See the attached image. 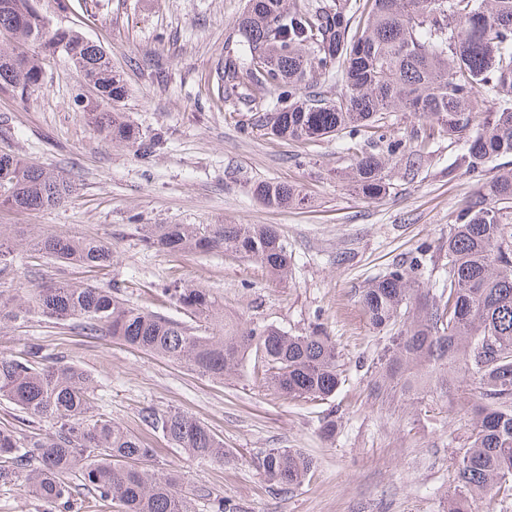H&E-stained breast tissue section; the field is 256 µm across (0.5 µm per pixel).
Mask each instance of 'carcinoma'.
<instances>
[{"mask_svg":"<svg viewBox=\"0 0 512 512\" xmlns=\"http://www.w3.org/2000/svg\"><path fill=\"white\" fill-rule=\"evenodd\" d=\"M35 0H0V33L33 53L0 48V90L28 97L43 86V60L60 57L93 82L99 131L147 153L154 139L130 124L112 103L128 90L102 47L73 28L49 26ZM245 70L219 75L224 96L245 85L273 134L293 142L334 136L356 157L352 181L368 199L391 189L389 160L422 153L441 137L463 145L448 175H473L491 159L512 157V0H248L238 23ZM336 84V98L315 90ZM486 94L502 102L478 122ZM411 112L422 122L409 138L388 133L387 115ZM77 191L75 182L12 152H0V206L42 210ZM252 193L265 204L301 202L287 184L259 182ZM147 249L222 250L253 259L276 280L288 278L287 241L267 224L135 225ZM16 238L0 229V276L12 265ZM31 258L105 273L112 248L103 240L47 233L29 243ZM437 272V292L420 287L425 269ZM0 289V325L40 314L57 324L76 322L87 336H111L126 345L222 381L255 351L265 382L286 399L332 397L342 382L336 345L320 323L300 335L274 326L228 321L206 288L173 285L161 294L199 325L161 316L123 298L107 284L50 280L20 296ZM368 324L386 343L374 363L372 394L380 406L427 399L471 403L474 427L456 458V486L448 512H475L499 484L512 481V167L483 183L448 229V261L438 266L431 245L373 279L360 295ZM470 377L459 390L460 373ZM97 382L83 368L62 363L39 344L23 356L0 354V399L20 424L39 432L0 427V486H18L55 512H72L79 489L83 508L111 502L121 512H195L180 475L155 469V449L95 408ZM145 427L208 461L224 460V442L180 411H150ZM315 461L291 448H273L262 460L265 479L303 483Z\"/></svg>","mask_w":512,"mask_h":512,"instance_id":"cac0c4a2","label":"carcinoma"}]
</instances>
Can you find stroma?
Here are the masks:
<instances>
[{
	"instance_id": "35a3bbf8",
	"label": "stroma",
	"mask_w": 512,
	"mask_h": 512,
	"mask_svg": "<svg viewBox=\"0 0 512 512\" xmlns=\"http://www.w3.org/2000/svg\"><path fill=\"white\" fill-rule=\"evenodd\" d=\"M247 0H39L54 23L100 44L123 77L128 96L117 107L147 135L155 152L104 139L76 94L93 97L74 68L44 65V85L20 98L0 91V149H12L75 181L59 206L18 212L0 208V224L26 236L42 232L100 237L112 245L113 285L134 304L175 319L185 313L157 297L174 283L210 290L226 317L248 327L274 325L302 333L322 323L336 343L345 376L328 400L288 401L267 387L247 358L240 373L214 381L108 336H85L41 316L0 328V352L31 344L83 366L99 381L96 410L156 448L155 465L177 470L195 512H213V497L238 512H443L455 485L454 459L472 415L454 401L379 409L370 398L368 365L381 344L360 306L364 288L421 243L444 248L448 228L479 179L449 177L461 148L440 141L419 167L398 158L388 196H362L345 172L353 157L340 141L307 144L272 135L247 96L222 98L218 74L237 57V21ZM260 181L284 182L304 202L272 208L252 193ZM136 224H269L288 242L292 270L271 281L260 264L225 252L189 255L149 251ZM0 289H31L45 280L88 281L78 267L52 258L39 273L25 265L26 244ZM176 409L224 441L220 462H201L141 422L149 410ZM334 415L336 433L324 438ZM272 448H297L316 467L301 485L277 487L260 468Z\"/></svg>"
}]
</instances>
